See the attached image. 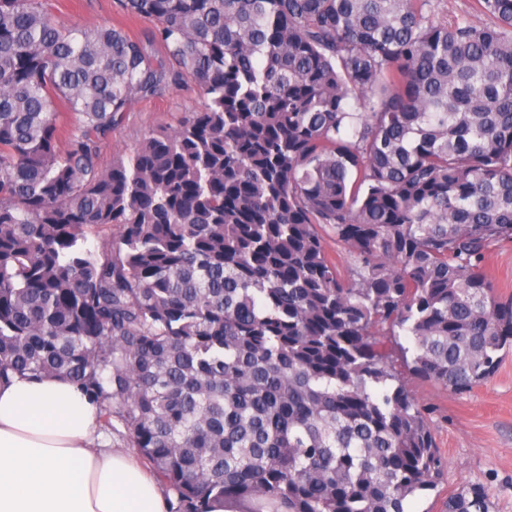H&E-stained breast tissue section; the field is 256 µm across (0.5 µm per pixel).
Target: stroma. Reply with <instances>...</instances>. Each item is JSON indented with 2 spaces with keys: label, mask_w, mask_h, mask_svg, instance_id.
I'll return each mask as SVG.
<instances>
[{
  "label": "stroma",
  "mask_w": 512,
  "mask_h": 512,
  "mask_svg": "<svg viewBox=\"0 0 512 512\" xmlns=\"http://www.w3.org/2000/svg\"><path fill=\"white\" fill-rule=\"evenodd\" d=\"M66 25L86 27L126 23L138 36L153 28V20L126 18L118 0H51ZM197 90L173 87L160 100L135 105L103 145L101 162L111 165L125 154L141 133L175 127L183 112L198 107ZM409 390L423 403L436 406L433 430L448 460V478L437 490L424 492L410 503V512H441L442 501L461 487L488 489L495 512H512V352L505 354L496 374L465 393L416 379Z\"/></svg>",
  "instance_id": "1"
}]
</instances>
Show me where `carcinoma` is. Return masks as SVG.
<instances>
[{
    "label": "carcinoma",
    "mask_w": 512,
    "mask_h": 512,
    "mask_svg": "<svg viewBox=\"0 0 512 512\" xmlns=\"http://www.w3.org/2000/svg\"><path fill=\"white\" fill-rule=\"evenodd\" d=\"M0 0V384L63 374L170 512H407L448 461L413 378L512 350V0ZM203 99L104 167L134 104ZM115 229L95 250L91 229ZM345 246L346 266L326 238ZM482 488L443 512H492ZM58 9L54 13L66 25L86 27L93 25H111L123 22L129 30L143 36L152 29L155 22L147 18L127 19L117 0H48ZM473 0H432L431 18L435 22H445L455 16L467 15L477 26L486 25L489 20L477 12L472 4ZM486 265L499 293L503 297L512 295V242L494 246L487 256Z\"/></svg>",
    "instance_id": "carcinoma-1"
}]
</instances>
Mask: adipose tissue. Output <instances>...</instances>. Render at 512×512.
Here are the masks:
<instances>
[{"mask_svg": "<svg viewBox=\"0 0 512 512\" xmlns=\"http://www.w3.org/2000/svg\"><path fill=\"white\" fill-rule=\"evenodd\" d=\"M98 430L65 376L0 385V512H168L133 451L100 446Z\"/></svg>", "mask_w": 512, "mask_h": 512, "instance_id": "ef3b65f1", "label": "adipose tissue"}]
</instances>
